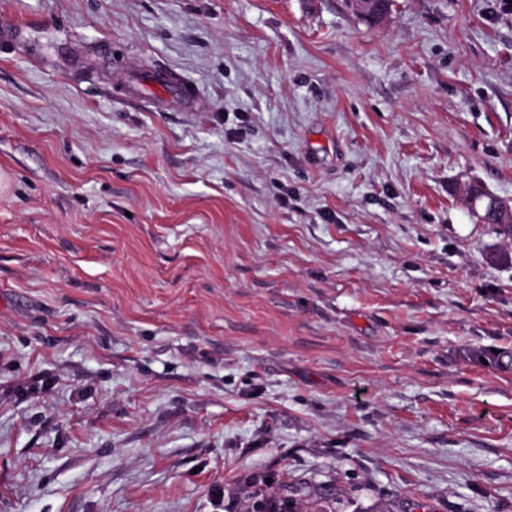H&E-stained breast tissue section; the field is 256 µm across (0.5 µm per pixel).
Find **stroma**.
<instances>
[{
	"mask_svg": "<svg viewBox=\"0 0 512 512\" xmlns=\"http://www.w3.org/2000/svg\"><path fill=\"white\" fill-rule=\"evenodd\" d=\"M1 22L0 512H512V0ZM134 93L143 96L146 101L155 100L157 91L162 92L164 100L187 102L188 88L180 81L172 78L169 73L154 71L145 75H135L131 80ZM473 193L474 202L470 205L467 202L468 196ZM494 195H491L478 187H471L467 192L466 202L470 207L476 220L483 224H494L497 227V232L504 239H512L511 220L506 216L497 215L492 212L489 201ZM511 224V225H508Z\"/></svg>",
	"mask_w": 512,
	"mask_h": 512,
	"instance_id": "stroma-1",
	"label": "stroma"
}]
</instances>
